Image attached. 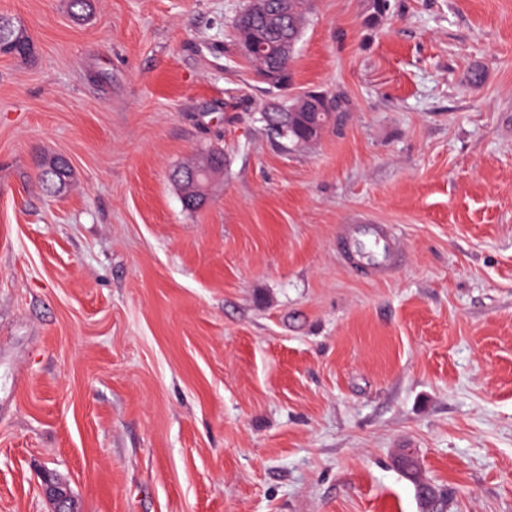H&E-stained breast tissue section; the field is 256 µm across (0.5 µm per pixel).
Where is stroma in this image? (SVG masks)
Returning a JSON list of instances; mask_svg holds the SVG:
<instances>
[{
  "label": "stroma",
  "instance_id": "35a3bbf8",
  "mask_svg": "<svg viewBox=\"0 0 512 512\" xmlns=\"http://www.w3.org/2000/svg\"><path fill=\"white\" fill-rule=\"evenodd\" d=\"M242 5L0 0V512L45 466L78 512H423L399 448L512 512V0H309L296 84L349 110L288 151ZM14 29L8 23L0 21V44L2 43V53L6 56L13 57H26L30 55L32 46L28 37L15 25ZM10 38L12 41L4 42L8 41ZM70 174L71 167L67 159L62 156H55L46 159L42 163L39 180L43 190L47 194L54 195L66 185Z\"/></svg>",
  "mask_w": 512,
  "mask_h": 512
}]
</instances>
